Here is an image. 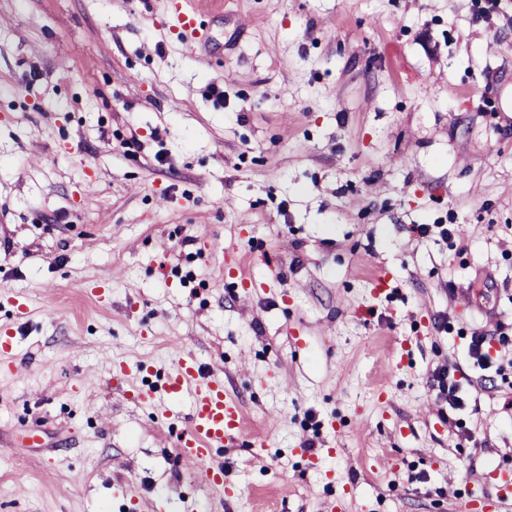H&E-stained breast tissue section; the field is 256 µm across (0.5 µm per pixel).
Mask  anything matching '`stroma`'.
<instances>
[{"label": "stroma", "instance_id": "35a3bbf8", "mask_svg": "<svg viewBox=\"0 0 512 512\" xmlns=\"http://www.w3.org/2000/svg\"><path fill=\"white\" fill-rule=\"evenodd\" d=\"M193 6L196 51L177 0H0V512H461L512 468V0ZM167 393L186 396L190 402V433L180 443V460L225 497H234L237 490L224 484V466L215 464L212 457V448L234 441L243 432L242 410L224 389V378L215 373L203 376L197 358L185 352L169 373ZM456 366L452 363L442 364L437 366L433 372L432 377L437 382L438 394L437 398L448 404V407L452 410L462 407L460 397L457 395L459 385L455 380Z\"/></svg>", "mask_w": 512, "mask_h": 512}]
</instances>
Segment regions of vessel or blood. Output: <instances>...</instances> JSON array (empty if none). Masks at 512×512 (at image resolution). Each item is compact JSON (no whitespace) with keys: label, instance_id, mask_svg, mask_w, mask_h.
<instances>
[{"label":"vessel or blood","instance_id":"b4317fda","mask_svg":"<svg viewBox=\"0 0 512 512\" xmlns=\"http://www.w3.org/2000/svg\"><path fill=\"white\" fill-rule=\"evenodd\" d=\"M167 392L190 402V433L180 443V460L225 497H234V490L224 484L223 465L212 457L213 448L234 441L243 432L242 410L225 390L223 377L202 374L197 358L186 352L169 373Z\"/></svg>","mask_w":512,"mask_h":512}]
</instances>
